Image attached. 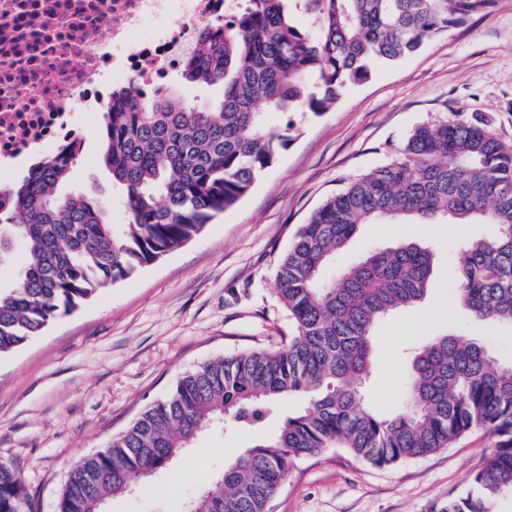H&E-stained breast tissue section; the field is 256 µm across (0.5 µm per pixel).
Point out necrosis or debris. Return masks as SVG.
I'll return each instance as SVG.
<instances>
[{"instance_id":"obj_1","label":"necrosis or debris","mask_w":512,"mask_h":512,"mask_svg":"<svg viewBox=\"0 0 512 512\" xmlns=\"http://www.w3.org/2000/svg\"><path fill=\"white\" fill-rule=\"evenodd\" d=\"M241 0H0V174L82 138L102 79L167 89Z\"/></svg>"}]
</instances>
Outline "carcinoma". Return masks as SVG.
Returning a JSON list of instances; mask_svg holds the SVG:
<instances>
[{"label":"carcinoma","instance_id":"1","mask_svg":"<svg viewBox=\"0 0 512 512\" xmlns=\"http://www.w3.org/2000/svg\"><path fill=\"white\" fill-rule=\"evenodd\" d=\"M496 2L245 0L224 24L206 27L182 64L188 83L222 88L214 105L170 91L150 96L135 82L113 89L103 162L126 220L112 224L93 199L61 191L79 147L36 163L11 188V207L0 209V266L17 244L24 258L0 281V355L183 246L244 198L290 140L292 125L274 131L266 113L327 112L376 63L413 54ZM442 220L494 226L490 237L458 239L454 293L474 320L512 328V145L485 117L420 125L396 158L349 181L297 229L276 273L295 328L288 342L182 375L105 448L74 463L57 512H104L203 430L226 419L260 430L294 396L306 404L196 497L204 512H266L291 463L324 448L385 466L430 455L471 430L492 439V453L442 512H495L497 496L512 491V363L479 338L431 336L410 359L403 409H370L373 331L426 298L436 253L404 239L332 270L361 224ZM30 509L20 473L0 462V512Z\"/></svg>","mask_w":512,"mask_h":512}]
</instances>
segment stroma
<instances>
[{"label":"stroma","instance_id":"stroma-1","mask_svg":"<svg viewBox=\"0 0 512 512\" xmlns=\"http://www.w3.org/2000/svg\"><path fill=\"white\" fill-rule=\"evenodd\" d=\"M477 114L512 144V0H497L426 42L414 55L380 63L317 116L273 112L290 129L276 163L233 208L191 241L128 279L108 285L77 311L0 357V461L20 471L34 512H56L73 462L125 430L143 408L169 394L184 372L205 361L275 349L292 334L277 293L276 269L296 229L350 180L395 157L412 130ZM83 147L69 186L104 204L110 222L124 210L103 165L102 118L85 112ZM488 224H363L336 258L345 268L376 246L408 236L436 253L430 290L417 307L376 327L367 403L401 409L413 346L441 332L484 337L498 359L512 360V329H489L454 299L463 234L491 235ZM256 432L233 422L201 432L151 489L112 499L108 512H180L184 502L249 448ZM492 451L483 431L447 448L389 467L345 449L297 459L268 512H439L458 496Z\"/></svg>","mask_w":512,"mask_h":512}]
</instances>
